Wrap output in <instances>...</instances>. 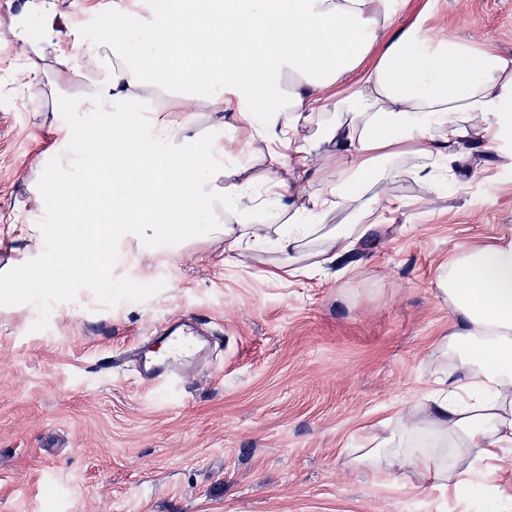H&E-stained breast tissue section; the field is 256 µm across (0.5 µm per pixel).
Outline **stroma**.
Segmentation results:
<instances>
[{"mask_svg":"<svg viewBox=\"0 0 512 512\" xmlns=\"http://www.w3.org/2000/svg\"><path fill=\"white\" fill-rule=\"evenodd\" d=\"M438 31L512 54V0H431ZM0 39V229L70 120ZM457 164L454 191L381 225L336 264L280 281L220 241L145 261L112 253L102 288L0 306V512H484L478 498L345 468L372 423L430 386L452 315L439 265L512 244V160ZM213 335L178 388L137 377L144 332L177 317Z\"/></svg>","mask_w":512,"mask_h":512,"instance_id":"1","label":"stroma"}]
</instances>
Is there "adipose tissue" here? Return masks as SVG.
<instances>
[{
  "label": "adipose tissue",
  "mask_w": 512,
  "mask_h": 512,
  "mask_svg": "<svg viewBox=\"0 0 512 512\" xmlns=\"http://www.w3.org/2000/svg\"><path fill=\"white\" fill-rule=\"evenodd\" d=\"M398 4L154 0L102 13L92 44L54 0H33L39 34L0 23L28 84L79 91L55 95L64 149L33 160L21 203L59 219L0 237V302L107 280L116 246L151 259L220 240L228 264L272 255L279 280L319 270L440 200L464 147L511 159L512 55L440 34L425 5L398 23ZM401 178L419 195L395 194ZM437 286L453 323L432 387L350 464L487 493L512 459V245L459 247Z\"/></svg>",
  "instance_id": "obj_1"
}]
</instances>
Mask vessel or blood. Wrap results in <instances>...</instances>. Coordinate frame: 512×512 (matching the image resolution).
I'll list each match as a JSON object with an SVG mask.
<instances>
[{"label":"vessel or blood","mask_w":512,"mask_h":512,"mask_svg":"<svg viewBox=\"0 0 512 512\" xmlns=\"http://www.w3.org/2000/svg\"><path fill=\"white\" fill-rule=\"evenodd\" d=\"M164 329L170 337L169 355L160 363L141 359L139 371L145 379L171 386L179 382L182 367L188 358L196 356L199 348L208 346L209 339L207 335L187 330L185 321L181 319L168 320Z\"/></svg>","instance_id":"1"}]
</instances>
